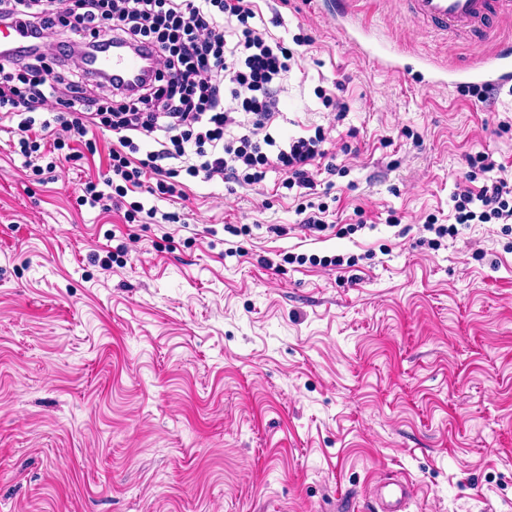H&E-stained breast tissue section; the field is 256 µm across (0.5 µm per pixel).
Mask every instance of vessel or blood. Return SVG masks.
<instances>
[{
    "label": "vessel or blood",
    "mask_w": 512,
    "mask_h": 512,
    "mask_svg": "<svg viewBox=\"0 0 512 512\" xmlns=\"http://www.w3.org/2000/svg\"><path fill=\"white\" fill-rule=\"evenodd\" d=\"M405 3L413 20L476 44L491 36L503 14L512 12V0H405ZM335 11L337 18L344 21L339 31L348 42L384 69L407 70L408 65L395 46L374 37L372 28L358 19L354 0H336ZM85 63L89 70L111 74L128 85L137 81L144 68L142 53H130L113 46L86 58ZM448 84L452 87L512 84V41L500 42L490 57L481 62L449 67Z\"/></svg>",
    "instance_id": "b4317fda"
}]
</instances>
